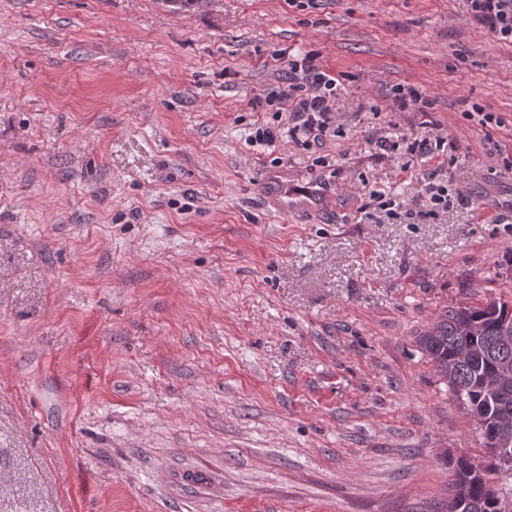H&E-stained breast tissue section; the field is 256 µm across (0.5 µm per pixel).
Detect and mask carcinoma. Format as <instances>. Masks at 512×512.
<instances>
[{
	"label": "carcinoma",
	"instance_id": "1",
	"mask_svg": "<svg viewBox=\"0 0 512 512\" xmlns=\"http://www.w3.org/2000/svg\"><path fill=\"white\" fill-rule=\"evenodd\" d=\"M506 320L512 322V303L490 300L447 311L418 338L422 353L449 391H461L465 401L487 417L489 424L482 433L485 443L498 435L503 420L512 425V380L493 392L486 385V379L493 375L491 358L512 365V347L500 341L501 323ZM511 479L512 473H502L487 463L465 458L455 461L454 482L467 486L466 512H499L485 484L496 480L504 491L511 492Z\"/></svg>",
	"mask_w": 512,
	"mask_h": 512
}]
</instances>
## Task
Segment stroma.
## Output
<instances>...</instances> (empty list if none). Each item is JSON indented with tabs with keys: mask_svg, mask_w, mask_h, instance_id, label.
<instances>
[{
	"mask_svg": "<svg viewBox=\"0 0 512 512\" xmlns=\"http://www.w3.org/2000/svg\"><path fill=\"white\" fill-rule=\"evenodd\" d=\"M278 50L337 134L249 144ZM501 299L512 44L460 0H0V512H445L483 439L416 338ZM394 104L399 111L411 110L416 112H425V108L429 105L419 88L415 86L405 87L404 85H400L394 90Z\"/></svg>",
	"mask_w": 512,
	"mask_h": 512,
	"instance_id": "35a3bbf8",
	"label": "stroma"
}]
</instances>
